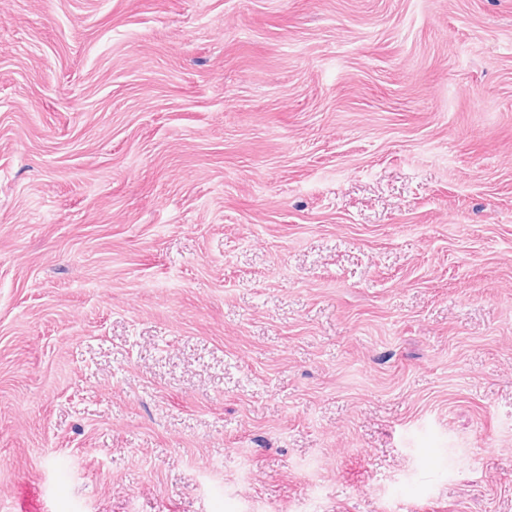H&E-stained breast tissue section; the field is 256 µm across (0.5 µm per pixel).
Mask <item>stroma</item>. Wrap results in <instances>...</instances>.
<instances>
[{
  "instance_id": "35a3bbf8",
  "label": "stroma",
  "mask_w": 512,
  "mask_h": 512,
  "mask_svg": "<svg viewBox=\"0 0 512 512\" xmlns=\"http://www.w3.org/2000/svg\"><path fill=\"white\" fill-rule=\"evenodd\" d=\"M0 512H512V0H0Z\"/></svg>"
}]
</instances>
